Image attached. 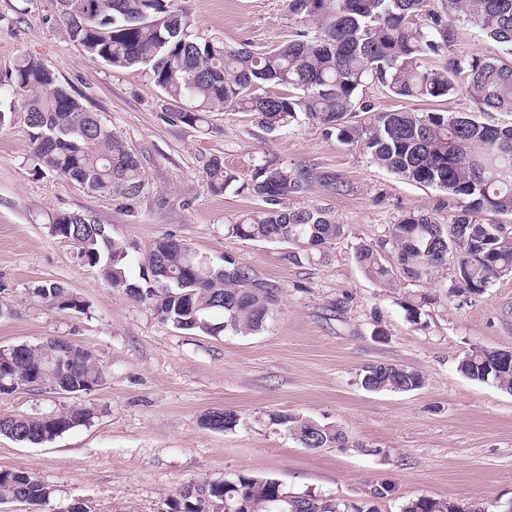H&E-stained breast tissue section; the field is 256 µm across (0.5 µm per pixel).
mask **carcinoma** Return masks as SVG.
Segmentation results:
<instances>
[{
  "instance_id": "cac0c4a2",
  "label": "carcinoma",
  "mask_w": 512,
  "mask_h": 512,
  "mask_svg": "<svg viewBox=\"0 0 512 512\" xmlns=\"http://www.w3.org/2000/svg\"><path fill=\"white\" fill-rule=\"evenodd\" d=\"M68 38L88 58L114 70L143 69L155 86L178 104L174 117L188 126L207 121L215 109L244 112L272 133L304 117L337 131L346 144L360 143L377 164L411 183L443 191L461 201L460 211L441 221L434 214L410 212L393 226L392 246L402 276L431 280L452 266L448 296H479L512 275V230L486 222L484 212L512 215V125L479 120L484 112H512V0H288L294 30L288 40L264 52L231 50L221 40L199 41L178 0H56ZM464 17L502 50L500 57L448 55L452 21ZM437 61H432V58ZM406 100H433L464 88L473 110L377 112L363 125L348 118L360 108L358 93L367 80ZM26 109L33 151L32 170L52 171L83 183L100 195L138 198L145 189L139 158L41 61L21 55L0 77ZM210 190L224 193L236 176L215 156L204 165ZM312 171L264 159L251 175L252 193L264 206L232 226L249 241L292 246L299 253L325 255L343 226L318 207H296L288 200L309 191ZM52 235L67 240L76 257L100 266L104 279L138 300L152 301L156 314L179 329L218 336L261 331L279 302V288L231 257L217 265L187 244L165 236L154 243L140 280L128 275V247L72 212L55 214ZM364 274L390 287L393 271L368 245L355 253ZM34 294L59 310L83 312L69 289L45 282ZM219 312L224 321L211 315ZM465 377L492 382L512 394V358L475 348L458 363ZM38 375L45 387L87 393L101 386L104 372L89 351L50 339L12 353H0V396ZM416 370L391 364L363 369L361 386L373 392H412L422 388ZM217 429H231V411L208 415ZM90 410L74 407L54 416L0 418V435L39 445L87 424ZM275 420L307 448L345 445L335 425L284 413ZM394 493L388 482L372 486L361 500L300 494L275 479L238 475L204 489L183 488L167 512H210L212 503L230 512H381ZM51 489L28 470H0V503L47 505ZM401 512H460L459 504L430 496L404 502Z\"/></svg>"
}]
</instances>
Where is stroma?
<instances>
[{"mask_svg":"<svg viewBox=\"0 0 512 512\" xmlns=\"http://www.w3.org/2000/svg\"><path fill=\"white\" fill-rule=\"evenodd\" d=\"M196 35L230 48L268 50L293 31L287 0H180ZM42 61L87 99L141 163L146 182L133 201L100 196L46 171L34 174L25 114L0 96V347L64 339L91 351L104 381L90 393L23 387L0 396V417L51 416L80 405L91 421L42 445L0 436V469L34 472L53 490L40 512L82 503L86 512H165L188 485L238 474L275 479L291 490L366 498L390 482L381 512H399L421 495L486 512L512 507V395L462 376L457 364L473 348L512 350V276L482 295L449 296L451 271L432 281L396 278L379 287L354 254L369 245L395 264L391 230L410 212L448 218L455 201L410 183L375 163L360 144L300 120L269 134L235 111H216L200 130L174 121L147 75L88 60L69 41L55 0H0V73L19 55ZM361 101L374 111L456 114L472 104L458 91L434 103L399 99L367 81ZM237 176L212 193L203 173L210 157ZM276 157L313 173L299 206L326 209L344 234L326 257L295 262L285 244L247 241L231 227L261 207L248 184L257 165ZM335 177L328 185L323 174ZM75 212L130 245L128 275L154 242L170 235L219 263L230 255L280 289L265 329L249 335H194L161 322L150 303L111 287L99 268L81 264L49 219ZM56 282L83 301L62 311L35 296ZM433 297L419 322L406 305ZM388 363L419 371V390L368 392L363 367ZM231 410L229 430L206 426L213 411ZM278 413L339 426L346 446L306 448L275 422Z\"/></svg>","mask_w":512,"mask_h":512,"instance_id":"1","label":"stroma"}]
</instances>
